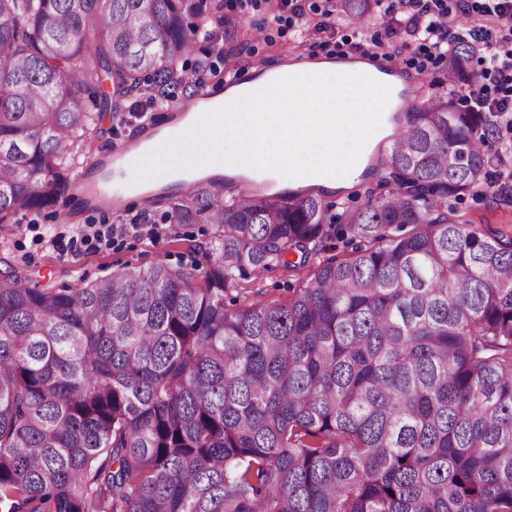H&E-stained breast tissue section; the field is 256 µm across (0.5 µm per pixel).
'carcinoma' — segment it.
<instances>
[{"label":"carcinoma","instance_id":"obj_1","mask_svg":"<svg viewBox=\"0 0 512 512\" xmlns=\"http://www.w3.org/2000/svg\"><path fill=\"white\" fill-rule=\"evenodd\" d=\"M224 0H0V224L73 190L105 105L179 70ZM356 20L370 0H337ZM455 67L478 60L462 39ZM393 186L330 213L311 189L164 195L210 224L188 265L41 286L0 279V512H512V237L458 221L485 189L492 112L439 95L401 113ZM339 236L350 248L316 258ZM294 254L295 262L288 259ZM310 266L285 303L236 280Z\"/></svg>","mask_w":512,"mask_h":512}]
</instances>
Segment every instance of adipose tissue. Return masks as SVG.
<instances>
[{"mask_svg": "<svg viewBox=\"0 0 512 512\" xmlns=\"http://www.w3.org/2000/svg\"><path fill=\"white\" fill-rule=\"evenodd\" d=\"M351 67L331 56L254 65L252 82L264 90L248 95L244 82L225 88V96L246 97L247 106L210 135L208 159L224 168H262L288 187L328 167L324 188L350 187L357 160L375 135L374 120L404 88L403 80L365 62L355 67L367 70L368 78L351 77Z\"/></svg>", "mask_w": 512, "mask_h": 512, "instance_id": "obj_1", "label": "adipose tissue"}]
</instances>
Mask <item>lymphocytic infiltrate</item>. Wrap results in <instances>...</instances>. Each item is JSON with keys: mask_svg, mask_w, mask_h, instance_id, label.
Returning <instances> with one entry per match:
<instances>
[{"mask_svg": "<svg viewBox=\"0 0 512 512\" xmlns=\"http://www.w3.org/2000/svg\"><path fill=\"white\" fill-rule=\"evenodd\" d=\"M397 8L409 22V41L378 42L386 59L393 60L419 46L427 58L447 60L453 43L458 15L471 16L468 36L482 48L479 76L466 86L464 99L475 111L492 112L502 125L512 130V0H397ZM158 235L154 224H83L69 234L51 238V246L74 256L95 254L111 245L113 236L127 230Z\"/></svg>", "mask_w": 512, "mask_h": 512, "instance_id": "lymphocytic-infiltrate-1", "label": "lymphocytic infiltrate"}]
</instances>
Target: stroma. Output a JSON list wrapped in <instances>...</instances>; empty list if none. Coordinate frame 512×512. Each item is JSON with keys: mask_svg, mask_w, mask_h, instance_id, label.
Wrapping results in <instances>:
<instances>
[{"mask_svg": "<svg viewBox=\"0 0 512 512\" xmlns=\"http://www.w3.org/2000/svg\"><path fill=\"white\" fill-rule=\"evenodd\" d=\"M304 19L320 20L329 9L330 0H302ZM226 16L235 21L228 28L213 22L218 33L216 40L196 41L193 51L185 56L182 65L188 76H195L200 66L210 68L206 83L223 84L226 77H239L244 61L259 63L279 54H331L337 45L348 43L359 51H372L371 43L378 30L373 23H360L354 19L335 18L331 27L317 35L301 38L299 21L303 18L284 14L281 20L271 17L269 0H240L234 8H225ZM411 68L420 69L423 87L413 102L414 109H421L435 96L452 93L460 96L459 87L448 84V67L434 64L419 53H406ZM108 85H101L99 92H83L82 102L87 108H101L99 133L94 141V152L121 147L141 126L134 108L116 114L103 110V95ZM55 208L40 213H19L18 221L0 227V257L25 263L34 281L58 287L111 275L112 272L133 268H147L157 263L175 266L190 262L200 246L210 240V227L206 224H164L161 237L146 234H127L115 238L100 253L80 259L58 255L49 246L51 237L69 233L70 225L57 220ZM457 213L469 223L479 225L483 231H497L512 236V206L500 204L494 198L467 197L457 205ZM308 274L307 268L295 270L274 268L248 279L235 282L226 294L234 307L252 302L255 297L264 301L286 302L294 288L301 285Z\"/></svg>", "mask_w": 512, "mask_h": 512, "instance_id": "obj_1", "label": "stroma"}]
</instances>
